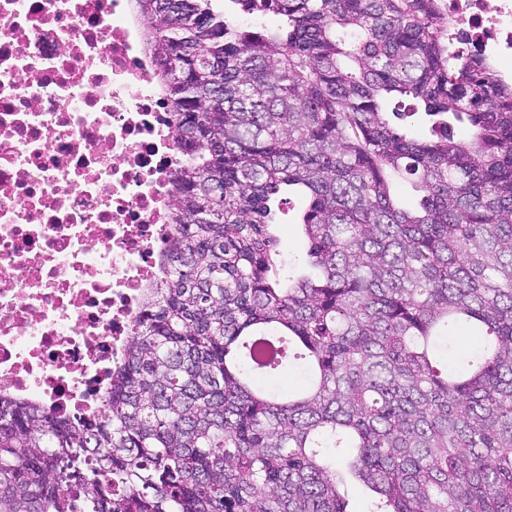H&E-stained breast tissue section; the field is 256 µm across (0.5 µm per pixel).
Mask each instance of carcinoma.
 <instances>
[{
	"label": "carcinoma",
	"mask_w": 512,
	"mask_h": 512,
	"mask_svg": "<svg viewBox=\"0 0 512 512\" xmlns=\"http://www.w3.org/2000/svg\"><path fill=\"white\" fill-rule=\"evenodd\" d=\"M136 2L188 156L176 229L101 421L0 399V512H347L350 478L369 512H512V83L441 0ZM286 202L282 213L278 214V224L274 226V233L279 239V251L285 259V264L280 271L282 275L288 273V255L291 257L300 254L303 250V240L298 224L305 206L304 197L299 194H290Z\"/></svg>",
	"instance_id": "carcinoma-1"
}]
</instances>
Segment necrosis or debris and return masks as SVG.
I'll return each mask as SVG.
<instances>
[{"label": "necrosis or debris", "instance_id": "obj_1", "mask_svg": "<svg viewBox=\"0 0 512 512\" xmlns=\"http://www.w3.org/2000/svg\"><path fill=\"white\" fill-rule=\"evenodd\" d=\"M133 0H0V397L99 421L173 235L179 130ZM512 79V0H442Z\"/></svg>", "mask_w": 512, "mask_h": 512}]
</instances>
